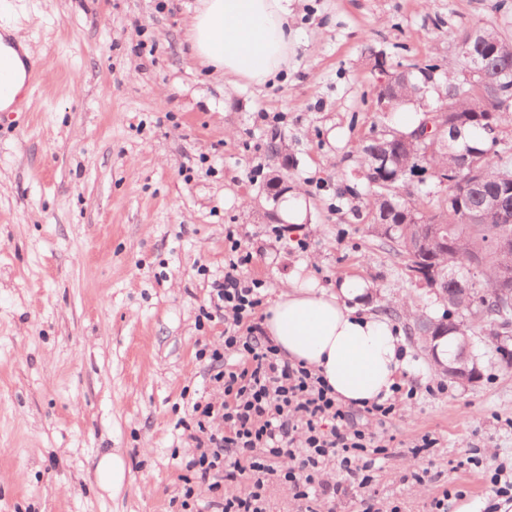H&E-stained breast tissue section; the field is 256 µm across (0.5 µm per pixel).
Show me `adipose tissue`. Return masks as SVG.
Returning <instances> with one entry per match:
<instances>
[{
    "label": "adipose tissue",
    "mask_w": 512,
    "mask_h": 512,
    "mask_svg": "<svg viewBox=\"0 0 512 512\" xmlns=\"http://www.w3.org/2000/svg\"><path fill=\"white\" fill-rule=\"evenodd\" d=\"M291 0H198L188 40L194 57L213 73L262 84L288 63L294 32ZM29 47L11 29L0 32V78L21 90ZM365 283L314 285L297 270L270 306L265 331L291 362L323 375L347 405L386 399L404 367L401 341L378 315L359 313Z\"/></svg>",
    "instance_id": "ef3b65f1"
}]
</instances>
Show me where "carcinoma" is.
<instances>
[{
	"label": "carcinoma",
	"instance_id": "obj_1",
	"mask_svg": "<svg viewBox=\"0 0 512 512\" xmlns=\"http://www.w3.org/2000/svg\"><path fill=\"white\" fill-rule=\"evenodd\" d=\"M476 33L480 35L478 40L470 39L469 31L456 37L459 71L437 80L436 88L430 93L431 103L447 111L450 119H470L469 142L478 150L470 157L473 170L466 171L464 176L454 175L461 152L458 145H448L446 152L439 148L429 151L423 144L407 145L402 141L404 131L400 129L390 131L378 144L370 139L365 141L361 154L363 179L369 187L367 205L373 214L390 210L395 223V229L389 233L374 226L371 232L385 238L390 249L402 258L407 271L416 259L427 253L433 263L455 270L464 278L466 288H458V283L453 280L443 286L448 297V312L444 317H450L453 311L460 316L456 321L459 336H475L479 332L496 336L501 318L494 313L493 295L500 268L508 259L493 251L489 243L505 232L512 233V224H500L495 215L488 214L480 223L471 226L463 220L457 202L466 197L476 203L496 194L498 173L505 167L512 169V147L487 139L481 128L488 120L495 124L501 136L512 124V108H502L501 101L504 91H509L512 96V90L498 84L495 78L497 69H512V41L502 38L486 25ZM488 47L496 50V55L488 61L490 78L467 98L454 94L453 88L462 80L461 73L469 68L472 56L481 54ZM429 68L431 65L418 62L406 65L395 88L396 107L414 103L413 95L422 85V71ZM376 148L397 155V164L409 171L420 163L427 166L432 171L431 182L415 184L406 174L394 183L398 193H393L384 183L386 177L371 171L370 152ZM429 224H440L445 228L451 239L448 250L426 251L425 230ZM474 254L482 255V265L470 271L464 268V259Z\"/></svg>",
	"mask_w": 512,
	"mask_h": 512
}]
</instances>
